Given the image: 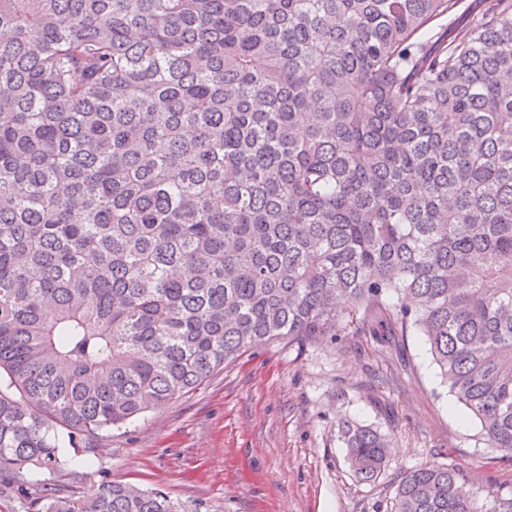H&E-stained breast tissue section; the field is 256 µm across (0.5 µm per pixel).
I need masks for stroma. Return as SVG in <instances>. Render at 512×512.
Here are the masks:
<instances>
[{"label":"stroma","instance_id":"obj_1","mask_svg":"<svg viewBox=\"0 0 512 512\" xmlns=\"http://www.w3.org/2000/svg\"><path fill=\"white\" fill-rule=\"evenodd\" d=\"M347 421L391 442L374 482L349 467ZM479 430L441 384L422 337L397 348L368 336L283 340L113 432L74 474L26 468L15 481L132 483L163 489L190 512H394L399 482L423 463L461 468L481 496L511 488L512 456L485 447Z\"/></svg>","mask_w":512,"mask_h":512}]
</instances>
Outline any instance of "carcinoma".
Segmentation results:
<instances>
[{
  "label": "carcinoma",
  "mask_w": 512,
  "mask_h": 512,
  "mask_svg": "<svg viewBox=\"0 0 512 512\" xmlns=\"http://www.w3.org/2000/svg\"><path fill=\"white\" fill-rule=\"evenodd\" d=\"M0 0V488L250 349L424 337L512 454V0ZM354 475L390 445L347 425ZM40 512H187L159 489ZM395 512H512L425 463Z\"/></svg>",
  "instance_id": "1"
}]
</instances>
